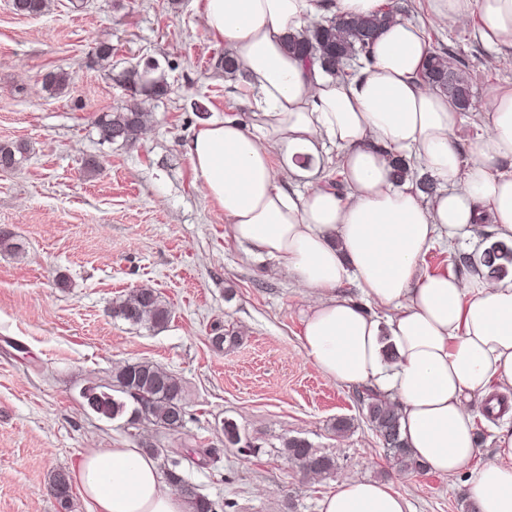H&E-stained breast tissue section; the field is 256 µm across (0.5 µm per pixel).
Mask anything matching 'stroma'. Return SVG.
<instances>
[{
    "instance_id": "1",
    "label": "stroma",
    "mask_w": 512,
    "mask_h": 512,
    "mask_svg": "<svg viewBox=\"0 0 512 512\" xmlns=\"http://www.w3.org/2000/svg\"><path fill=\"white\" fill-rule=\"evenodd\" d=\"M416 9L426 36L444 32L473 96L512 87V54L493 61L474 25L438 26L429 0H395ZM202 0H55L38 17L15 15L0 0V142L21 144L28 159L0 171V231L24 247L0 250V512H61L53 474L70 472L96 448H137L155 440L144 427L85 410L80 393L117 364L152 361L186 388L184 432L172 448H216L218 458L187 470L200 493L234 512H320L337 483L354 476L389 484L412 512H465L467 474L430 470L404 475L369 426L365 386L337 384L307 362L299 341L306 289L277 261L248 255L225 233L223 213L198 188L185 144L204 122L251 103L238 78L218 62L227 53L200 24ZM112 48L110 68L97 46ZM158 66L167 95L147 101L151 124L131 145L101 142L94 118L124 105L113 74ZM73 76L65 90L44 89L46 74ZM99 165L85 172L88 160ZM155 288L171 310L164 328L113 318V298L140 285ZM237 336L216 349L211 339ZM477 463L492 460L496 430L480 400ZM352 423L335 433L339 419ZM260 439L242 456L224 445L223 420ZM307 439L333 456V475L307 479L281 454L283 436Z\"/></svg>"
}]
</instances>
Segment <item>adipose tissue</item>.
Masks as SVG:
<instances>
[{
    "label": "adipose tissue",
    "mask_w": 512,
    "mask_h": 512,
    "mask_svg": "<svg viewBox=\"0 0 512 512\" xmlns=\"http://www.w3.org/2000/svg\"><path fill=\"white\" fill-rule=\"evenodd\" d=\"M385 0H203L201 23L224 42L251 95L250 122L232 112L198 127L186 143L196 180L228 220L226 233L248 254L278 261L312 290L301 312L308 361L343 385L384 391L401 412L412 455L452 476L478 455L473 395L512 391V278L492 281L426 271L440 238L469 234L488 216L496 240L512 243V89L484 104L487 133L464 161L453 135L461 114L421 79L432 48L419 26L394 18L377 36L372 60L351 79L288 54L286 34L326 13L361 18ZM441 23L478 18L477 35L512 48V0H431ZM342 148L345 193L279 185L274 157L289 174L312 178L326 145ZM416 159L442 185L423 204L412 182L395 183L388 157ZM355 283L358 302L341 294ZM492 461L475 468V512H512V430L498 431ZM72 476L92 512H189L186 501L137 448H97ZM320 512H408L392 487L348 478Z\"/></svg>",
    "instance_id": "obj_1"
}]
</instances>
